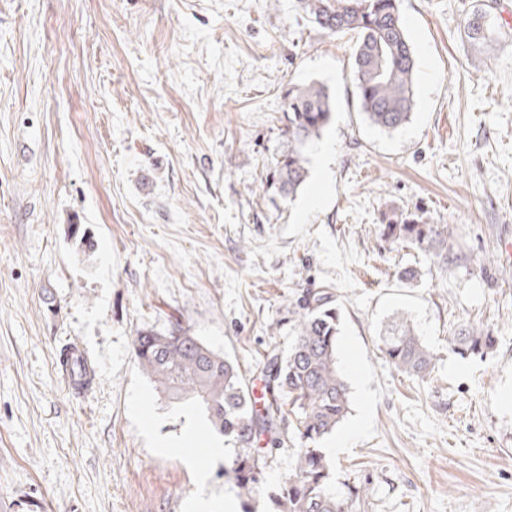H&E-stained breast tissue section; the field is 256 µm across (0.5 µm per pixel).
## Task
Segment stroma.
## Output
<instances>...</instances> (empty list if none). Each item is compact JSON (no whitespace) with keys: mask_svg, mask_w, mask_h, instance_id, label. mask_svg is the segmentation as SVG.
I'll use <instances>...</instances> for the list:
<instances>
[{"mask_svg":"<svg viewBox=\"0 0 512 512\" xmlns=\"http://www.w3.org/2000/svg\"><path fill=\"white\" fill-rule=\"evenodd\" d=\"M399 10L417 80L408 123L386 131L360 109L352 38L296 0H0V512L237 498L224 457L187 444L223 437L160 391L133 340L181 326L258 395L292 311L325 288L350 392L322 442L337 495L364 488L365 512H512V7ZM311 82L335 114L288 199L269 184L285 95ZM390 208L447 225V262L381 239ZM397 311L437 355L428 380L381 355ZM469 324L495 336L486 357L453 352L451 327ZM73 342L98 369L85 395L58 369ZM297 448L265 456L249 512H277Z\"/></svg>","mask_w":512,"mask_h":512,"instance_id":"obj_1","label":"stroma"}]
</instances>
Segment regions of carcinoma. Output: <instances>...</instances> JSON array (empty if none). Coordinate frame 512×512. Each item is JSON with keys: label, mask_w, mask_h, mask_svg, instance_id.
<instances>
[{"label": "carcinoma", "mask_w": 512, "mask_h": 512, "mask_svg": "<svg viewBox=\"0 0 512 512\" xmlns=\"http://www.w3.org/2000/svg\"><path fill=\"white\" fill-rule=\"evenodd\" d=\"M299 9L330 34L355 32L352 75L361 110L372 125L387 131L401 128L414 105L417 60L412 51L398 0H298ZM286 146L277 159L272 186L293 196L306 182L307 143L320 137L335 112L328 90L312 82L291 87L285 102ZM380 236L415 247L439 261L448 259V228L383 212ZM288 355L266 356L268 382L261 401H252L238 364L214 352L198 337L179 328L180 337L143 333L135 336L140 366L171 398L201 410L212 428L232 440L235 454L224 465L239 489L250 497L258 488L261 455L252 447L265 435L270 449L284 442V412L295 417L292 439L299 444L294 467L277 495L279 512H357L364 505L359 489L339 499L329 486L330 463L319 448L350 410L349 387L337 359L340 310L333 294L308 295L293 311ZM381 351L396 371L424 380L435 369L436 354L423 342L404 311H397L380 334ZM455 352L466 358L493 351L495 338L469 325L452 333Z\"/></svg>", "instance_id": "cac0c4a2"}]
</instances>
